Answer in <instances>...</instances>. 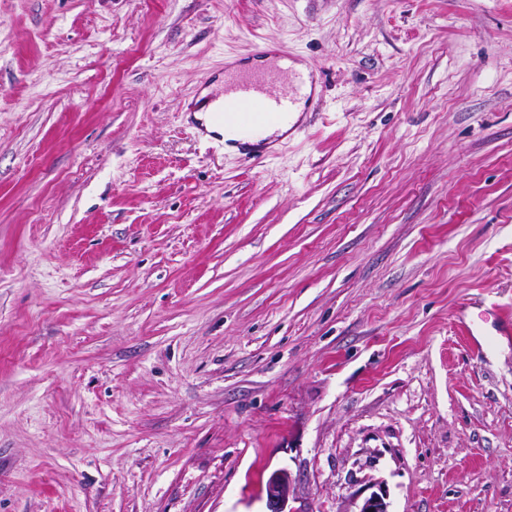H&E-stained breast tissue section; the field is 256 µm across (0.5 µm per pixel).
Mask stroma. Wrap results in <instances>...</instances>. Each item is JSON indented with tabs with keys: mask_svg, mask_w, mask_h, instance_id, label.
<instances>
[{
	"mask_svg": "<svg viewBox=\"0 0 512 512\" xmlns=\"http://www.w3.org/2000/svg\"><path fill=\"white\" fill-rule=\"evenodd\" d=\"M509 317L512 0H0V512H512ZM227 64L224 66V95L209 92L207 96L196 99L200 93L197 90L193 100L188 104L186 112H195L202 102L208 107L214 104L216 119L221 127H226L229 133L241 134L253 127L267 123H292L293 107L299 97L314 100V73L308 76L301 73L280 70L277 74L253 72L249 74L230 73ZM277 80L280 89L275 94H267L265 85L270 80ZM239 102H248L254 106V112L243 114L237 112ZM225 112V113H224ZM288 126H277L264 132V137L271 135L276 129L284 133ZM268 512H291L286 510L293 496V480L286 470H276L268 477L265 488Z\"/></svg>",
	"mask_w": 512,
	"mask_h": 512,
	"instance_id": "1",
	"label": "stroma"
}]
</instances>
